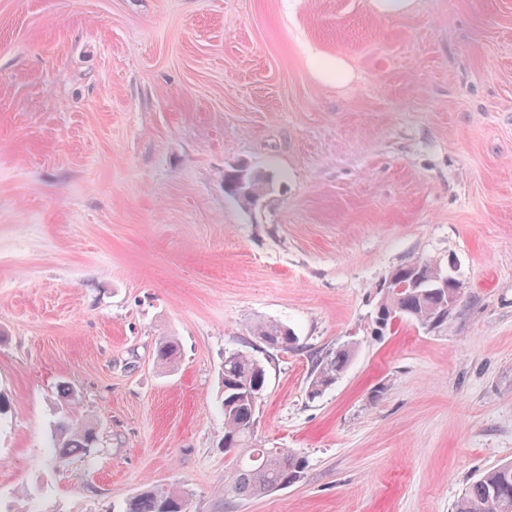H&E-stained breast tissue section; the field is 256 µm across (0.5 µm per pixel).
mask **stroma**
Segmentation results:
<instances>
[{
	"label": "stroma",
	"mask_w": 512,
	"mask_h": 512,
	"mask_svg": "<svg viewBox=\"0 0 512 512\" xmlns=\"http://www.w3.org/2000/svg\"><path fill=\"white\" fill-rule=\"evenodd\" d=\"M242 165L276 178L254 210L224 193ZM418 258L462 286L447 324L377 333ZM233 351L266 368L257 440L305 462L246 499ZM63 384L100 440L61 465ZM0 395V512L150 486L187 512H454L512 461V0H0ZM252 333L266 344L277 348L288 349L296 341V336L287 327L278 323L257 324L252 327ZM352 347L342 345L324 356L313 370L309 385V396L316 398L336 384L352 358Z\"/></svg>",
	"instance_id": "1"
}]
</instances>
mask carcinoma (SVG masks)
<instances>
[{"mask_svg":"<svg viewBox=\"0 0 512 512\" xmlns=\"http://www.w3.org/2000/svg\"><path fill=\"white\" fill-rule=\"evenodd\" d=\"M247 186L257 198H265L273 189L274 178L264 173L247 172ZM408 319L423 329L436 330L448 322V301L438 286L408 289L394 295L383 293L375 322L390 329L395 322ZM253 335L266 344L288 348L296 336L278 323H260ZM180 346L173 336L159 342L157 361L169 365L178 358ZM352 358V347L342 345L328 353L313 370L309 396L316 398L336 384ZM266 386V369L253 356L234 351L224 356V447L240 449L234 467L224 476V488L237 496L251 497L283 489L301 476L304 460L284 448H261L254 434L257 399ZM58 460L72 455H89L98 442L97 427L68 410L55 424ZM186 496L170 488H149L126 504V512H185ZM455 512H512V463L496 465L473 482L455 505Z\"/></svg>","mask_w":512,"mask_h":512,"instance_id":"cac0c4a2","label":"carcinoma"}]
</instances>
